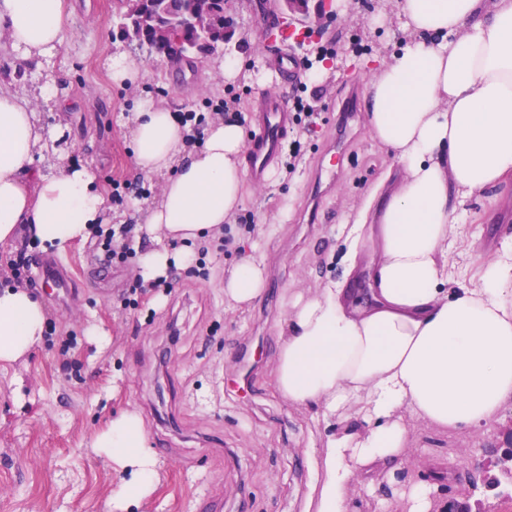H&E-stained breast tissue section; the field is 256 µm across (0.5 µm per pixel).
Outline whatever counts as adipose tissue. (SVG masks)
<instances>
[{
	"instance_id": "obj_1",
	"label": "adipose tissue",
	"mask_w": 512,
	"mask_h": 512,
	"mask_svg": "<svg viewBox=\"0 0 512 512\" xmlns=\"http://www.w3.org/2000/svg\"><path fill=\"white\" fill-rule=\"evenodd\" d=\"M409 37L374 60L366 120L396 159L345 230L342 280L296 295L280 326L275 388L313 410L328 430L309 448L314 512H346L354 483L379 507L409 462L412 420L439 431L477 428L512 405V235L474 286L448 254L473 196L512 180V0H397ZM0 38L17 68L41 69L64 41L63 0H0ZM124 125L138 175L164 176L162 201L144 208L147 243L134 268L145 283L199 264L194 245L243 203L250 132L215 120L194 150L171 111L139 101ZM28 95L0 86V247L30 237L65 254L94 233L107 209L91 166L57 157ZM240 257L225 303H253L265 288L259 240L237 237ZM366 266L367 298L350 279ZM47 327L41 299L0 287V367L29 354ZM95 448L134 471L112 500L120 512L147 498L157 477L141 417L125 411Z\"/></svg>"
}]
</instances>
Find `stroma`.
Here are the masks:
<instances>
[{"label": "stroma", "mask_w": 512, "mask_h": 512, "mask_svg": "<svg viewBox=\"0 0 512 512\" xmlns=\"http://www.w3.org/2000/svg\"><path fill=\"white\" fill-rule=\"evenodd\" d=\"M65 39L46 68L57 78L61 110L44 101L35 109L43 123L64 136L73 159L90 164L111 193L113 181L135 179L124 115L144 96L174 112H202L207 100L224 95L219 74L201 62L173 63L148 46L125 41L112 17L113 0H65ZM272 0H231L237 21L236 55L257 58L266 33L261 13ZM396 0H360L336 14L319 40L360 35L372 54L383 57L403 39L393 25L370 30L366 19L394 15ZM127 52L151 77L138 90L116 87L104 62ZM369 76L351 71L310 83L323 110L313 131L294 128L300 166L283 174L280 187L244 188V210L256 224L289 208V218L268 241L266 284L251 306L224 305L221 281L234 259L208 261V276L177 272L162 302L146 295L127 308L121 296L134 280L131 265L97 266L94 243H78L64 260L82 296L62 309L55 292L35 288L51 328L31 354L0 369V512H113L112 494L126 473L93 446L113 414L131 410L142 418L156 450L158 483L129 512H196L211 497L218 512H304L316 478L307 448L325 429L311 410L283 400L273 386L280 345L278 323L291 296L319 288L325 277L340 278L339 224L354 218L382 172L395 166L390 150L374 140L364 114L354 121V141L336 164V189L322 199L328 220L305 224L300 211L317 164L316 150L336 134V111L348 88L365 93ZM457 241L459 281L469 283L479 266L493 260L496 238L512 234V182L473 199ZM111 335L107 348L88 336L90 324ZM512 423L507 408L489 424L441 434L424 423L410 426L415 452L405 483L424 479L441 461L453 468L442 499L468 490L467 473L502 444Z\"/></svg>", "instance_id": "35a3bbf8"}]
</instances>
